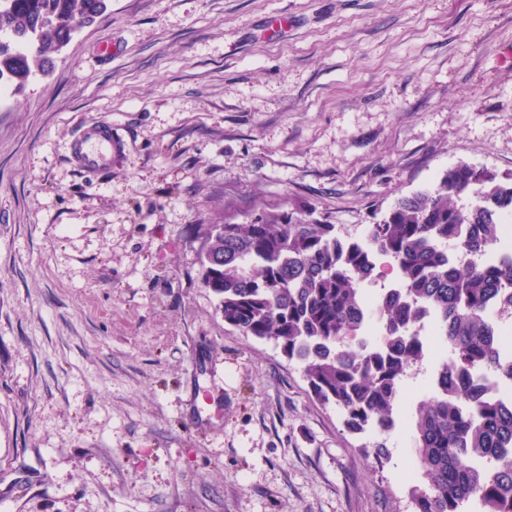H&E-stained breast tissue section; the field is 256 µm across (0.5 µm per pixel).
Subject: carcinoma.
Wrapping results in <instances>:
<instances>
[{
	"instance_id": "carcinoma-1",
	"label": "carcinoma",
	"mask_w": 512,
	"mask_h": 512,
	"mask_svg": "<svg viewBox=\"0 0 512 512\" xmlns=\"http://www.w3.org/2000/svg\"><path fill=\"white\" fill-rule=\"evenodd\" d=\"M108 0H0V87L23 90ZM512 175L467 163L432 189L404 195L362 237L344 239L308 208L209 225L202 283L224 323L275 343L302 368L316 398L370 432L380 467L389 457L397 404L409 371L430 351L426 318L444 356L434 395L413 408L412 448L422 484L411 512H512V405L485 394L476 372L512 377V353L496 347L492 304L512 316ZM393 277L369 330L366 284Z\"/></svg>"
}]
</instances>
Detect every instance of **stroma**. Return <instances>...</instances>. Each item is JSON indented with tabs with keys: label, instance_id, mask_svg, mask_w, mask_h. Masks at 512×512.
<instances>
[{
	"label": "stroma",
	"instance_id": "obj_1",
	"mask_svg": "<svg viewBox=\"0 0 512 512\" xmlns=\"http://www.w3.org/2000/svg\"><path fill=\"white\" fill-rule=\"evenodd\" d=\"M460 163L512 174V0H110L0 108V512H409L429 370L375 468L201 252L298 206L361 237ZM120 147L121 139L112 124L85 125L70 143V158L79 171L97 174L112 168L113 155Z\"/></svg>",
	"mask_w": 512,
	"mask_h": 512
}]
</instances>
